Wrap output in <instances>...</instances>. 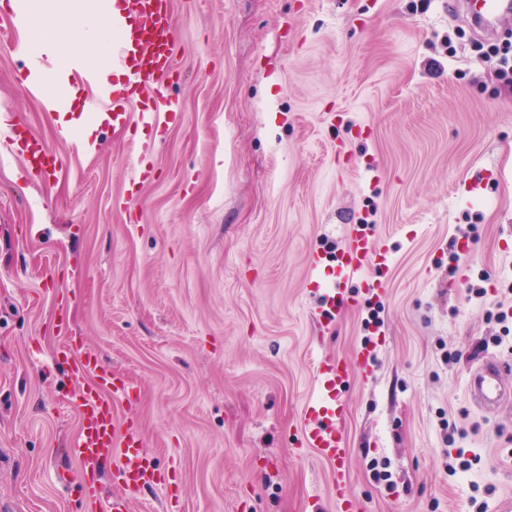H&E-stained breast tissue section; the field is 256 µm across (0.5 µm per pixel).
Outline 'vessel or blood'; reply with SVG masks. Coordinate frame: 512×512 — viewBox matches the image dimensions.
Returning <instances> with one entry per match:
<instances>
[{
	"mask_svg": "<svg viewBox=\"0 0 512 512\" xmlns=\"http://www.w3.org/2000/svg\"><path fill=\"white\" fill-rule=\"evenodd\" d=\"M125 27L115 58L121 69L112 82V119L123 120L125 107L138 99L147 113L177 111V103L161 84L170 73L176 37L171 22L170 0H123ZM471 20L484 29L493 28L503 13L512 10V0H466ZM16 141L26 153L32 173L44 178L54 173L57 157L28 129L17 122L13 129ZM388 249L374 225L351 224L347 227L344 247L336 255L334 267H326L321 257H313L311 287L322 290V317L331 318L362 297L373 296L371 288L352 294L355 277L373 266H385ZM373 354L360 349L353 362L338 358H319L313 363L317 393L305 408L300 428L301 443L313 448L332 470L329 495L340 512H360V503L346 493L348 450L340 430L343 407L339 395L353 372H370ZM512 365L497 361L479 363L471 371L467 383L468 396L479 406L494 410L512 400V388L505 386L503 376ZM81 418V434L71 449L80 465L82 486L90 500H98V476L104 463L113 466L112 477L121 491L107 500L105 512H131L135 494L145 488L165 486L166 480L152 458L141 449L131 417L115 415L109 400L99 390L83 391L76 402Z\"/></svg>",
	"mask_w": 512,
	"mask_h": 512,
	"instance_id": "obj_1",
	"label": "vessel or blood"
}]
</instances>
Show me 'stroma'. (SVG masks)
Returning <instances> with one entry per match:
<instances>
[{
	"label": "stroma",
	"instance_id": "1",
	"mask_svg": "<svg viewBox=\"0 0 512 512\" xmlns=\"http://www.w3.org/2000/svg\"><path fill=\"white\" fill-rule=\"evenodd\" d=\"M0 0V108L61 159L29 171L0 128V504L89 512L69 450L81 432L57 353L80 337L138 393L144 451L169 477L132 512H302L330 467L297 425L312 362L375 345L342 395L348 490L369 512H494L512 500V403L467 398L478 363L508 360L512 317V87L449 0H173L176 115L94 114L86 150L20 76ZM152 171L135 182L139 165ZM375 224L391 251L380 325L366 304L329 327L308 285L314 253ZM477 231L456 277L457 225ZM486 294L468 299L466 285ZM464 435L449 441L448 427ZM474 462L448 470L449 445Z\"/></svg>",
	"mask_w": 512,
	"mask_h": 512
}]
</instances>
